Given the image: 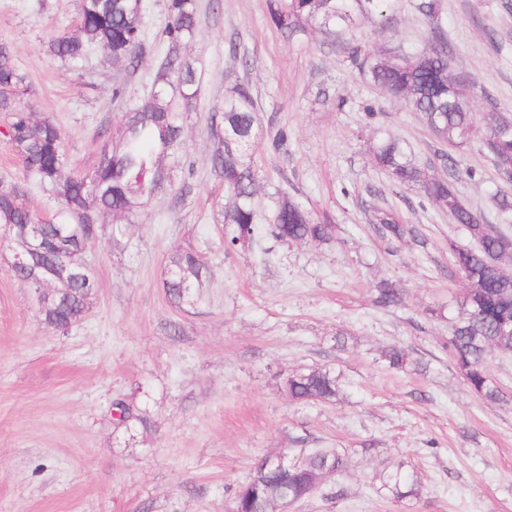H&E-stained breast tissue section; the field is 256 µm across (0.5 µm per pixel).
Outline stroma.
Listing matches in <instances>:
<instances>
[{
  "mask_svg": "<svg viewBox=\"0 0 512 512\" xmlns=\"http://www.w3.org/2000/svg\"><path fill=\"white\" fill-rule=\"evenodd\" d=\"M441 4L451 67L477 83L473 112L493 106L512 117V0ZM146 5V52L129 74L100 48L74 67L50 54L51 40L75 30L77 0H0V42L36 113L63 129L70 173L90 171L122 113L152 91L166 0ZM356 45L419 52L428 25L415 0H400L389 21L364 22L338 45L314 29L282 35L266 0H199L201 89L180 115L193 169H176L174 193L155 197L121 236L103 216L85 255L97 288L83 319L63 334L46 327L0 245V512H227L258 460L302 448L344 451L347 467L290 512H512V357L488 359L507 392L500 403L478 398L456 372L444 348L449 323L428 310L465 289L448 243L471 240L373 165L369 108L428 174L443 172L441 145L417 113L352 66ZM237 81L250 86L263 128L285 129L288 142L259 151L257 232L229 251L206 129ZM454 158L461 200L512 234L492 200L504 182L479 140ZM278 188L331 215L334 239L272 237ZM379 208L421 238H383L371 221ZM189 247L209 274L202 301L179 309L163 279L169 256ZM383 280L403 289L404 306L375 305ZM390 345L407 350V370L382 360ZM308 368L338 377L335 402L288 398L283 379ZM120 399L136 414L123 424L112 409ZM399 465L420 476L419 497L384 488Z\"/></svg>",
  "mask_w": 512,
  "mask_h": 512,
  "instance_id": "obj_1",
  "label": "stroma"
}]
</instances>
